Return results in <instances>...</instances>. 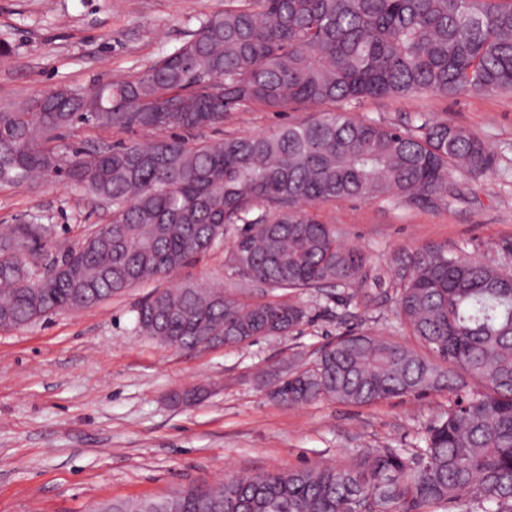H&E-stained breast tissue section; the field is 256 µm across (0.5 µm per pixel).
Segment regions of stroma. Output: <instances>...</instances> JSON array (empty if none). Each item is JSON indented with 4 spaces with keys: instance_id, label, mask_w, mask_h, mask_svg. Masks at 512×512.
Listing matches in <instances>:
<instances>
[{
    "instance_id": "stroma-1",
    "label": "stroma",
    "mask_w": 512,
    "mask_h": 512,
    "mask_svg": "<svg viewBox=\"0 0 512 512\" xmlns=\"http://www.w3.org/2000/svg\"><path fill=\"white\" fill-rule=\"evenodd\" d=\"M223 9L224 0H0V39L13 47L0 59V112L59 87L88 89L142 71L188 40L201 17ZM347 111L392 123L422 112L463 125L485 140L499 166L480 178L455 173V198L432 208L400 200L319 205L339 239L365 255L366 294L340 316L335 289L302 292L309 319L285 336L178 350L138 332L137 304L155 289L230 280L226 242L197 264L94 308L0 331V512H87L105 498L161 497L229 475L344 465L370 448L421 445L455 394L362 407L289 405L273 396L271 382L352 327L407 342L395 298L405 262L420 248L476 260L492 255L512 267V255L491 252L512 239V93L413 95ZM320 115L302 106L231 112L222 131L205 128L194 137L261 134ZM109 219L106 207L64 184L0 186V225H56L45 247L50 255ZM198 387V400L172 403L173 392Z\"/></svg>"
}]
</instances>
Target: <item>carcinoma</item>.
I'll return each instance as SVG.
<instances>
[{"label": "carcinoma", "mask_w": 512, "mask_h": 512, "mask_svg": "<svg viewBox=\"0 0 512 512\" xmlns=\"http://www.w3.org/2000/svg\"><path fill=\"white\" fill-rule=\"evenodd\" d=\"M87 90L61 87L0 112V186L63 182L104 202L112 219L43 273L35 224L0 229V330L92 308L128 287L199 262L238 227L227 266L237 281L157 289L138 331L190 350L282 336L307 318L284 292L353 289L366 259L315 208L455 197L453 173L482 177L496 157L467 127L426 115L405 125L326 112L262 135L190 144L173 135L86 149L85 127L198 130L228 112L325 106L419 93L512 90V0H224L190 38L143 71ZM73 141L63 145L64 136ZM397 293L418 351L349 331L279 376L273 394L302 404L366 406L398 396L461 393L425 447L372 448L349 466H312L183 488L153 499H105L112 512H512V268L441 247L410 256ZM246 285L266 289L245 294Z\"/></svg>", "instance_id": "obj_1"}]
</instances>
